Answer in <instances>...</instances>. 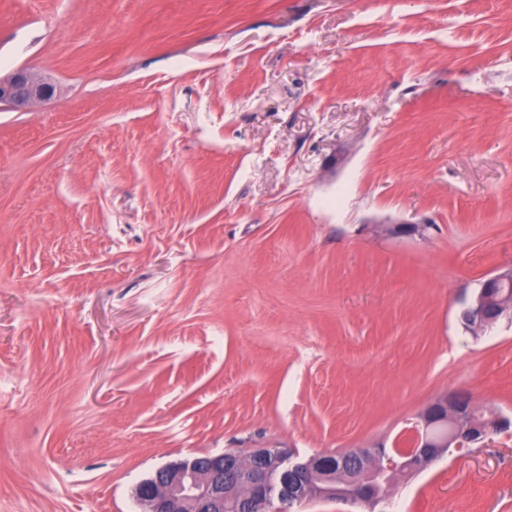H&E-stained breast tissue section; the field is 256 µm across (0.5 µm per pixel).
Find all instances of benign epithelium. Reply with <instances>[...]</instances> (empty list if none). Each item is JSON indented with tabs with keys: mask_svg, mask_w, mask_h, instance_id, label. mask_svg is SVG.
Listing matches in <instances>:
<instances>
[{
	"mask_svg": "<svg viewBox=\"0 0 512 512\" xmlns=\"http://www.w3.org/2000/svg\"><path fill=\"white\" fill-rule=\"evenodd\" d=\"M53 93L50 82L27 69L0 79V103L14 108L48 100ZM511 285L512 268L482 280L460 312L464 327L475 334L483 332L511 311L512 293L502 292V287ZM472 408L464 394L435 400L420 416L413 447L396 448L390 455L359 448L355 453L365 461L363 469L340 481L336 461L327 454L301 459L285 449L257 448L247 457L224 451L166 463L141 480L133 496L145 512H226L230 500L237 512H253L257 501L269 512H287L312 497L359 508L387 505L388 496L379 494L377 480L421 472L444 450L481 443L512 424L501 414L477 422L471 417Z\"/></svg>",
	"mask_w": 512,
	"mask_h": 512,
	"instance_id": "1",
	"label": "benign epithelium"
}]
</instances>
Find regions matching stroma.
I'll use <instances>...</instances> for the list:
<instances>
[{
	"label": "stroma",
	"mask_w": 512,
	"mask_h": 512,
	"mask_svg": "<svg viewBox=\"0 0 512 512\" xmlns=\"http://www.w3.org/2000/svg\"><path fill=\"white\" fill-rule=\"evenodd\" d=\"M0 512H142L176 459L512 417V0H0ZM398 224L422 233L397 236ZM393 512H512V429ZM53 93L54 87L50 82L27 69H18L6 79H0V103L14 108L48 100ZM511 285L512 268L487 275L479 283L472 301L460 312V320L464 327L476 334L496 324L512 306V288L506 293L500 288Z\"/></svg>",
	"instance_id": "35a3bbf8"
}]
</instances>
